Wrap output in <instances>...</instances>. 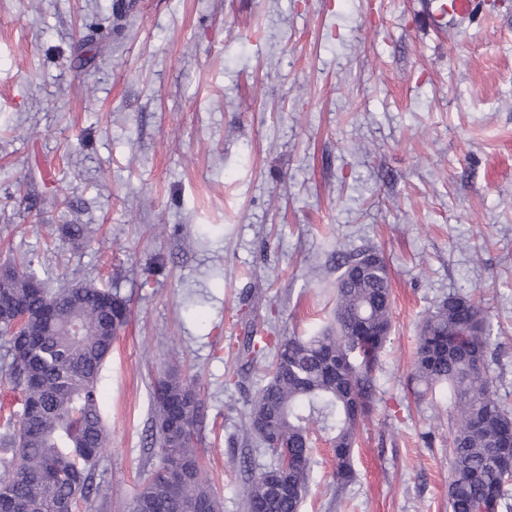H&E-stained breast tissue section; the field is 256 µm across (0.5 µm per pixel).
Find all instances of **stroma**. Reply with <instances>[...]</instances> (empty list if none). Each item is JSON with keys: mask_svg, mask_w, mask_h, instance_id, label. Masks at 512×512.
Here are the masks:
<instances>
[{"mask_svg": "<svg viewBox=\"0 0 512 512\" xmlns=\"http://www.w3.org/2000/svg\"><path fill=\"white\" fill-rule=\"evenodd\" d=\"M441 2L0 0V264L130 301L98 380L108 494L80 512H129L163 467L172 364L199 386L201 467L244 512L263 375L233 351L330 324L337 254L366 246L392 283L378 401L344 487L314 432L300 512H448L453 405L409 376L425 313L471 294L512 407V9L476 0L464 30Z\"/></svg>", "mask_w": 512, "mask_h": 512, "instance_id": "stroma-1", "label": "stroma"}]
</instances>
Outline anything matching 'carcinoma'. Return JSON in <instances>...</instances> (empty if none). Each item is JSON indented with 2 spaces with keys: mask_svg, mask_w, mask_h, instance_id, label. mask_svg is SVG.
Instances as JSON below:
<instances>
[{
  "mask_svg": "<svg viewBox=\"0 0 512 512\" xmlns=\"http://www.w3.org/2000/svg\"><path fill=\"white\" fill-rule=\"evenodd\" d=\"M333 322L314 336H258L250 331L236 356L250 365L273 358L251 399L246 433L270 462L249 469L245 512H299L311 472V431L318 426L333 452L336 484L355 479L354 448L377 400L380 356L391 330V283L380 250L342 252ZM30 320L10 332L11 312ZM127 300L109 288L76 282L51 290L32 269L0 280V331L10 335L8 383L23 412L6 418L0 437V512H64L94 491L107 431L98 402L100 369L127 322ZM491 326L481 302L451 294L423 318L412 380L424 398L445 388L454 406L448 449L451 512H502L512 465L503 461L512 436V411L488 374ZM200 402L194 379L170 370L153 384L151 436L165 465L134 497L130 512H222L221 499L202 474L194 425ZM288 495L273 498L283 458ZM181 469L173 486L166 473Z\"/></svg>",
  "mask_w": 512,
  "mask_h": 512,
  "instance_id": "1",
  "label": "carcinoma"
}]
</instances>
